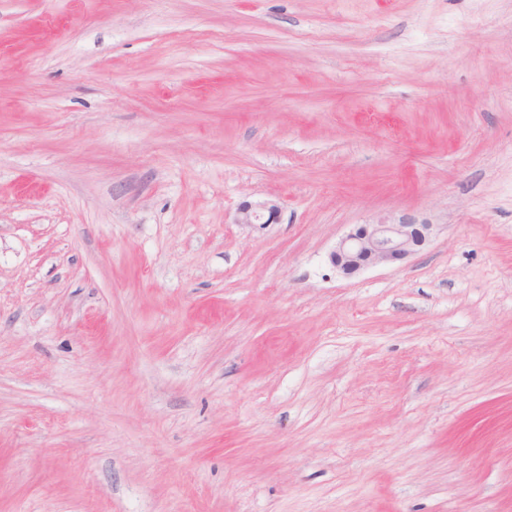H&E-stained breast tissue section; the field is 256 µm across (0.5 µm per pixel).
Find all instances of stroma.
<instances>
[{"label":"stroma","instance_id":"35a3bbf8","mask_svg":"<svg viewBox=\"0 0 512 512\" xmlns=\"http://www.w3.org/2000/svg\"><path fill=\"white\" fill-rule=\"evenodd\" d=\"M0 512H512V0H0ZM281 207L274 200H263L255 203L245 202L237 211L235 223L244 225L276 224ZM433 226L410 219L357 224L330 252V263L343 275L352 276L371 267L403 261L430 241Z\"/></svg>","mask_w":512,"mask_h":512}]
</instances>
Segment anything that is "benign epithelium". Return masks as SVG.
Listing matches in <instances>:
<instances>
[{"mask_svg": "<svg viewBox=\"0 0 512 512\" xmlns=\"http://www.w3.org/2000/svg\"><path fill=\"white\" fill-rule=\"evenodd\" d=\"M281 207L274 200L245 202L237 211L235 223L275 224ZM433 225L403 219L397 223L357 224L329 254L330 263L346 276L368 268L403 261L418 253L431 239Z\"/></svg>", "mask_w": 512, "mask_h": 512, "instance_id": "obj_1", "label": "benign epithelium"}]
</instances>
